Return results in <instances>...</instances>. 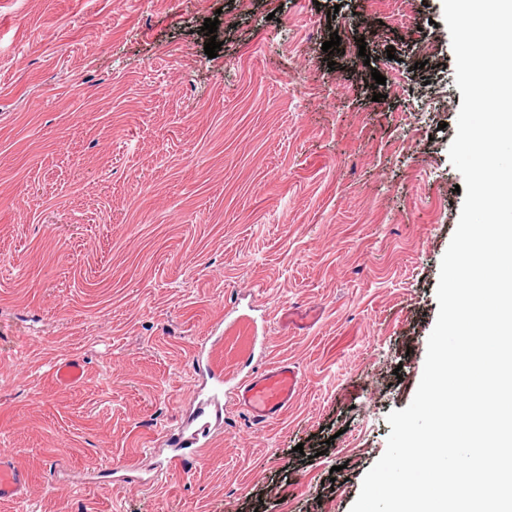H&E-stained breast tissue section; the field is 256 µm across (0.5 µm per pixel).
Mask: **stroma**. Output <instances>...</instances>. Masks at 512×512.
Listing matches in <instances>:
<instances>
[{
	"mask_svg": "<svg viewBox=\"0 0 512 512\" xmlns=\"http://www.w3.org/2000/svg\"><path fill=\"white\" fill-rule=\"evenodd\" d=\"M461 104L442 0H0V512H350L423 374ZM235 308L302 376L277 423L195 395ZM54 376L61 387L75 386L84 381L85 366L81 360L69 358L56 365ZM29 474L20 464L0 459V501H21L29 491Z\"/></svg>",
	"mask_w": 512,
	"mask_h": 512,
	"instance_id": "obj_1",
	"label": "stroma"
}]
</instances>
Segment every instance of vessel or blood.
Returning <instances> with one entry per match:
<instances>
[{
	"label": "vessel or blood",
	"instance_id": "obj_1",
	"mask_svg": "<svg viewBox=\"0 0 512 512\" xmlns=\"http://www.w3.org/2000/svg\"><path fill=\"white\" fill-rule=\"evenodd\" d=\"M247 337L241 367L228 374H213L211 387L215 393L231 394L241 413L252 423H269L283 415L298 396L302 379L296 366L288 362L266 363L265 353L257 352V337L247 325H238ZM59 386L71 387L85 379V366L76 358L57 364L54 372ZM29 491V474L20 464L0 459V501L23 500Z\"/></svg>",
	"mask_w": 512,
	"mask_h": 512
}]
</instances>
